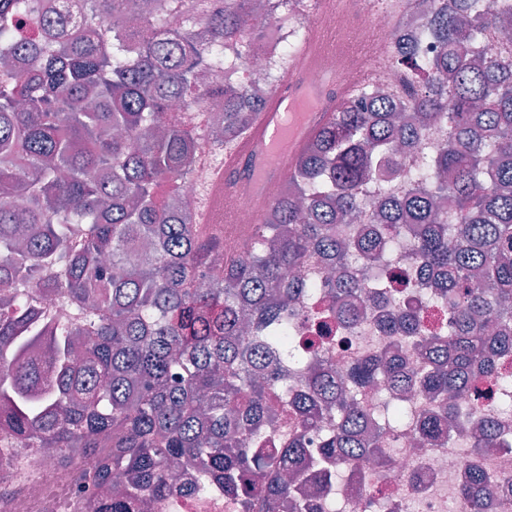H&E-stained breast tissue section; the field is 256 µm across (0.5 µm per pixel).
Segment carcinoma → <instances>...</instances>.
Here are the masks:
<instances>
[{"label":"carcinoma","instance_id":"obj_1","mask_svg":"<svg viewBox=\"0 0 512 512\" xmlns=\"http://www.w3.org/2000/svg\"><path fill=\"white\" fill-rule=\"evenodd\" d=\"M289 2L77 0L51 14L46 0H0V451L55 449L75 512H151L182 494H222L236 512H314L296 486L320 492L368 457L386 465L372 433L408 418L386 404L373 421L358 389L380 380L441 397L506 381L495 358L512 353V44L486 58L484 40L512 31V0H428L433 53L418 57L397 33L411 121H396L386 90L348 97L253 225L247 254L232 256L198 223L205 187L193 200L182 187L200 149L224 150L264 107L214 75L240 68ZM199 97L220 118L193 111ZM427 126L445 142L384 189L355 237L340 236ZM403 230L448 324L427 334L396 308L381 320L394 348L338 378L289 336L291 303L318 291L290 274L318 257L336 272V307L363 288L350 261L374 269ZM44 295L73 318L43 317ZM403 346L426 354L421 371L406 369ZM279 402L298 425L274 446ZM317 424L328 431L312 453L303 435ZM469 428L473 451L512 448L453 405L416 433L437 443ZM498 484L469 471L461 512H483Z\"/></svg>","mask_w":512,"mask_h":512}]
</instances>
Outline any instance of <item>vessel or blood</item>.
Masks as SVG:
<instances>
[{
  "label": "vessel or blood",
  "instance_id": "b4317fda",
  "mask_svg": "<svg viewBox=\"0 0 512 512\" xmlns=\"http://www.w3.org/2000/svg\"><path fill=\"white\" fill-rule=\"evenodd\" d=\"M339 4L340 0H319L308 37L290 60L265 108L245 135L225 145L224 163L215 173L224 186L225 225L233 224L242 194H250L257 211H264L309 138L334 120L347 79L319 71L318 66L323 56L342 47L329 23Z\"/></svg>",
  "mask_w": 512,
  "mask_h": 512
}]
</instances>
